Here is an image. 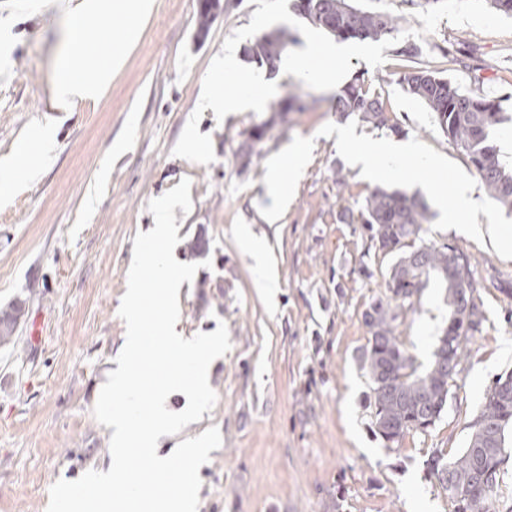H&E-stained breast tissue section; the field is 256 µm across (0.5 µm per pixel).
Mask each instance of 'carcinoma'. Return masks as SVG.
<instances>
[{
  "label": "carcinoma",
  "instance_id": "cac0c4a2",
  "mask_svg": "<svg viewBox=\"0 0 512 512\" xmlns=\"http://www.w3.org/2000/svg\"><path fill=\"white\" fill-rule=\"evenodd\" d=\"M219 3L202 0L199 4L197 38H205ZM294 9L312 26L342 39L372 40L391 37L399 30L398 20L379 12L364 11L349 0H294ZM289 32L274 29L263 33L243 47L244 59L265 66L272 73L283 64ZM403 90L431 112L443 134L467 156L488 196L512 210V166H506L492 134L501 125L512 122L497 97L474 96L450 85L435 72L412 67L400 77ZM333 111L339 120L354 117L377 129L400 135L404 129L389 115L381 97L372 93L365 80L356 75L340 87L333 97ZM271 118L253 125L240 145L237 157L242 168L252 164L253 145L263 140L272 128ZM429 221L426 203L417 196L377 187L364 199L358 223L370 241L381 251L397 253L385 281V294L365 310L364 324L369 338L361 363L369 379V407L372 426L385 446L399 445L411 433H419L418 424L431 418L439 420L448 405L449 381L457 372L464 351L486 321L483 302L472 288L473 301L467 309L468 327L444 326L437 336L433 359L419 370L415 359L399 339L398 328L412 310V298L419 295L434 275L447 288L448 318H453L457 278H472L468 256L458 248L423 243L407 249V240H415ZM27 300L15 299L0 308V346L16 343L15 333L25 321ZM500 376L486 391L479 414L472 424L466 448L448 456L440 450L425 460L427 473L448 493L465 492L462 510L454 512H496L501 466L507 458L506 446L484 434L485 425L498 419L504 410L512 411V391H501Z\"/></svg>",
  "mask_w": 512,
  "mask_h": 512
}]
</instances>
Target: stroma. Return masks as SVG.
Instances as JSON below:
<instances>
[{"instance_id": "1", "label": "stroma", "mask_w": 512, "mask_h": 512, "mask_svg": "<svg viewBox=\"0 0 512 512\" xmlns=\"http://www.w3.org/2000/svg\"><path fill=\"white\" fill-rule=\"evenodd\" d=\"M205 40H197L198 0H154L153 10L105 96L55 109L56 67L84 44H110L98 27L80 42L47 0H0V165L35 122L56 135L54 154L37 181L0 205V305L29 297L30 316L44 319L40 343L27 328L16 346L0 347V512H46L49 489L75 480L108 458L110 431L93 416L97 388L125 333L118 309L127 287L136 234L154 222L150 200L191 183L190 211L175 209L176 260L197 264L187 245L208 240L205 257L180 295L182 336L225 324L230 350L214 360L210 412L163 437L169 455L185 439L217 427L221 446L199 469L198 512H453L447 491L425 461L436 450L465 447L487 389L512 373V252L469 238L432 217L425 243H452L468 255L487 320L450 382L448 407L426 433L385 448L375 435L369 383L360 355L363 314L383 296L395 254L376 249L360 224L342 219L374 189L338 150L340 126L332 91L274 74L277 98L297 95L303 111L276 121L254 146L248 169L237 150L268 113L248 110L216 120L204 113L213 163L173 156L197 107L205 73L226 37L249 25L252 0H222ZM418 66L473 95L505 97L512 113V34L486 33L441 20L417 39ZM364 74L423 155L443 160L432 179L465 178L481 204L483 226L512 230V212L491 200L467 157L432 114L399 84L407 60L399 46ZM310 145L307 166L275 225L264 219L269 164L292 146ZM344 173L345 185L336 182ZM250 234L277 261L278 286L264 295ZM448 319L446 290L429 279L400 326L404 347L427 366Z\"/></svg>"}]
</instances>
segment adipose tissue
I'll return each instance as SVG.
<instances>
[{
  "instance_id": "obj_1",
  "label": "adipose tissue",
  "mask_w": 512,
  "mask_h": 512,
  "mask_svg": "<svg viewBox=\"0 0 512 512\" xmlns=\"http://www.w3.org/2000/svg\"><path fill=\"white\" fill-rule=\"evenodd\" d=\"M116 6L121 9V18L117 21L112 18V9ZM116 6L111 0H79L74 6L63 5L73 37H80L85 28L96 24L104 37L111 40L113 49L107 55L88 49L80 60L62 63L54 87L59 104L74 98L99 99L104 96L113 72L122 67L126 50L136 38L139 23L149 16L152 0H120ZM336 136L341 152L360 164L373 180L402 176L425 186L436 167L435 161L422 155L418 146L411 142L366 143L350 128L340 129ZM439 193L450 202L449 209L444 212L448 223L459 226L470 235H482V228L470 221L476 202L468 180L457 179L441 187Z\"/></svg>"
}]
</instances>
